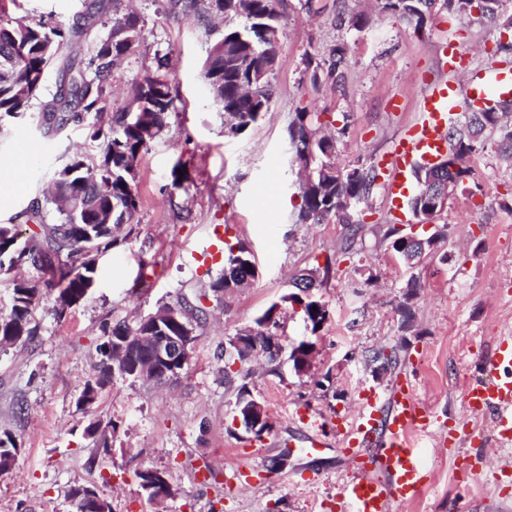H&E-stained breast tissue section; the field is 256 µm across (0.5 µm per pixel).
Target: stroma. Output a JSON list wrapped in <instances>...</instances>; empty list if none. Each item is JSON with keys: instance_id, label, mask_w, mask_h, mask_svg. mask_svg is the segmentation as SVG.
<instances>
[{"instance_id": "1", "label": "stroma", "mask_w": 512, "mask_h": 512, "mask_svg": "<svg viewBox=\"0 0 512 512\" xmlns=\"http://www.w3.org/2000/svg\"><path fill=\"white\" fill-rule=\"evenodd\" d=\"M124 2L144 17L143 40L117 71L106 111L126 107L159 53L169 57L176 109L138 159L137 221L100 255L88 295L60 318L54 293L43 292L37 336L0 349V435H11L18 447L12 470L0 473V512H76L71 492L79 487L95 490L111 512H341L338 486L356 470L337 447L336 423L357 416L361 390L383 391L406 375L433 411L435 435L463 416L466 384L480 377L500 330L512 328V167L498 158V134H485L467 157L470 176L435 218L445 237L412 267L391 249L388 228L423 239L433 230L408 208L393 209L383 171L394 141L417 120L428 84L449 81L460 95L474 70L511 67L512 36L500 48L494 24L445 10L418 32L381 11L378 0H281L273 99L257 123L231 136L203 78L223 23L205 27L173 14L169 0ZM4 9L12 18L43 16L67 26L84 6L6 0ZM359 11L369 18L363 29L338 18ZM450 40L467 50L453 75L441 57ZM339 44L346 48L342 84H311L306 56L327 59ZM299 112L321 114L337 134L338 167L379 172L355 209L363 225L358 235L334 221L298 220L302 176L289 126ZM20 146L32 149L25 180L0 182V206L26 237L33 227L21 212L46 187L57 158L76 151L95 157L99 149L80 127L45 136L29 118L0 124V162ZM177 163L190 178L185 193L171 187ZM213 244L224 254L246 245L258 271L225 306L211 290L222 263L196 258ZM305 268L327 272L316 295L329 318L316 336L298 306L282 301ZM276 302L285 312L286 344L316 345L307 374L285 359L273 366L262 356L242 362L224 352L237 330ZM179 303L193 311L196 336L179 378L157 385L117 377L92 406H80L86 384L98 376L102 325H133ZM243 386L269 413L272 428L262 438L234 422ZM305 416L321 424L327 441L308 454L301 450ZM97 421L114 426L108 444L89 431ZM477 426L484 441L475 446L420 440L431 484L391 512H512V478L500 472L494 419ZM259 447L263 466L253 483L229 485L236 469L258 461ZM282 457L288 463L281 468ZM148 469L165 475L174 498L149 499L139 478ZM201 470L206 481H195Z\"/></svg>"}]
</instances>
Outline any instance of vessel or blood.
<instances>
[{
  "mask_svg": "<svg viewBox=\"0 0 512 512\" xmlns=\"http://www.w3.org/2000/svg\"><path fill=\"white\" fill-rule=\"evenodd\" d=\"M449 84H436L419 102V117L397 140L390 155L393 171L388 186L392 199L406 189V167L416 158H429L448 147V117L453 101ZM490 98H512V70L503 69L487 81L470 84L459 102L468 109ZM487 379L476 381L465 395V414L448 442L457 445L480 438L477 420L494 412L496 445L512 452V333L502 334ZM431 413L411 382L401 379L383 392L369 391L357 419L340 429V441L358 469L356 477L340 484L337 497L346 512H390L394 502L416 496L428 483L411 436L428 434Z\"/></svg>",
  "mask_w": 512,
  "mask_h": 512,
  "instance_id": "vessel-or-blood-1",
  "label": "vessel or blood"
}]
</instances>
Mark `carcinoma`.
<instances>
[{
	"label": "carcinoma",
	"instance_id": "obj_1",
	"mask_svg": "<svg viewBox=\"0 0 512 512\" xmlns=\"http://www.w3.org/2000/svg\"><path fill=\"white\" fill-rule=\"evenodd\" d=\"M118 2L112 0V14L102 16L101 26L106 35L96 37L88 47L87 66L75 62L72 48L88 35L86 25L77 21L65 27L50 18L8 19L0 17V120L7 117L22 120L33 108H38L40 132L60 134L70 126H84L89 139L97 143L100 154L89 160L73 155L57 166L52 174V191H44L40 199L30 203L24 212L27 221L36 223L38 230L19 242L14 224H0V252L9 254L0 262V275L30 265L43 275L41 281L12 279V305L0 313V347L31 341L37 335L33 310L43 290L55 292V299L65 295L85 294L97 269L89 268L90 252L108 248L115 242L114 232L124 224L134 223L139 209L136 178L129 174L130 162L135 161L148 143L167 126L175 109L169 81L162 74L165 57L155 56L156 69L138 82L128 105L111 116L94 108L98 96L105 94L120 63L141 44L145 21L134 13H120ZM382 11L395 15L422 29L435 12L433 0H380ZM485 18L500 27L512 24V13L503 9L504 0H482ZM215 0H170L174 13H192L198 21L208 23L214 17ZM279 0H224V22L227 30L215 41L205 60L203 72L208 93L214 105L228 111L238 131L243 132L265 112L272 98V76L277 63V49L262 36L264 27L279 21ZM242 17L241 27H232ZM346 48L338 45L329 59L316 63L306 60L311 79L322 77L341 82ZM60 64L61 78L56 92L49 98L40 97L45 73ZM503 112L487 108L483 122L471 125L465 121L448 132L450 147L448 163L461 160L477 150L480 135L501 128ZM319 115L296 113L289 130L290 143L303 168L310 169L303 190V205L299 220L322 224L332 216L356 234L361 224L352 221L351 211L370 193L377 173L375 170L354 169V175L344 176L336 168V138L320 135ZM57 213L52 223L44 220L46 209ZM111 216L108 224L98 223V212ZM227 258L224 270L211 285L216 296L231 297L240 287ZM304 322L316 335L327 321L326 309L313 310L307 303L302 309ZM155 330L152 319L145 318L131 328L117 323L103 329L106 340L99 346L101 360L95 382L85 386L87 395L99 388L112 372L128 376L135 363L118 362L117 340L132 329ZM17 445L10 435L0 437V472L12 469Z\"/></svg>",
	"mask_w": 512,
	"mask_h": 512
}]
</instances>
